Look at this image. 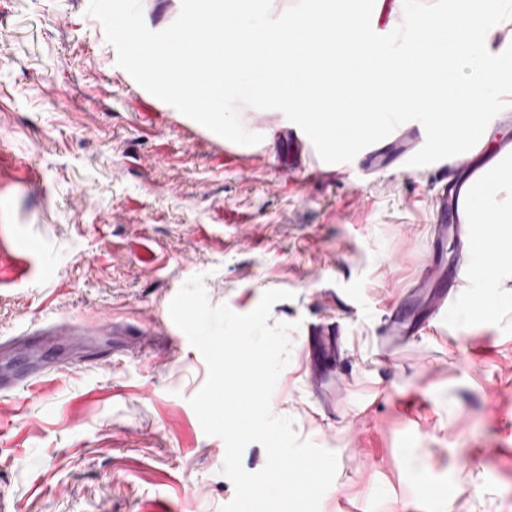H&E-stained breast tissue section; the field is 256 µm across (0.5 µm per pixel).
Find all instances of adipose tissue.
<instances>
[{
    "mask_svg": "<svg viewBox=\"0 0 512 512\" xmlns=\"http://www.w3.org/2000/svg\"><path fill=\"white\" fill-rule=\"evenodd\" d=\"M469 204L476 221L488 225L485 250L496 248L512 238V177L487 167L471 183Z\"/></svg>",
    "mask_w": 512,
    "mask_h": 512,
    "instance_id": "ef3b65f1",
    "label": "adipose tissue"
}]
</instances>
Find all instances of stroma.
<instances>
[{"label": "stroma", "mask_w": 512, "mask_h": 512, "mask_svg": "<svg viewBox=\"0 0 512 512\" xmlns=\"http://www.w3.org/2000/svg\"><path fill=\"white\" fill-rule=\"evenodd\" d=\"M89 0H0V512H221L225 443L189 400L208 370L170 318L189 277L291 322L271 399L334 452L320 512H512V278L465 282L382 353L435 240L445 172L321 168L277 110L239 145L117 64ZM39 244L37 253L21 242ZM481 308H473L475 298ZM68 319V335L50 330ZM334 325L335 350L312 326ZM331 379L336 403L314 387Z\"/></svg>", "instance_id": "obj_1"}]
</instances>
